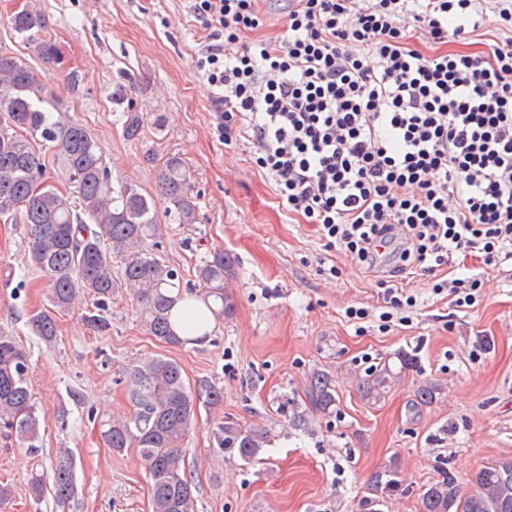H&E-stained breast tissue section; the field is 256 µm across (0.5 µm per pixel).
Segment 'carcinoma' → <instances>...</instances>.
Here are the masks:
<instances>
[{"label": "carcinoma", "instance_id": "cac0c4a2", "mask_svg": "<svg viewBox=\"0 0 512 512\" xmlns=\"http://www.w3.org/2000/svg\"><path fill=\"white\" fill-rule=\"evenodd\" d=\"M10 29L32 45L45 63L61 59L56 42L42 36V14L26 6L8 18ZM39 71L17 56L0 51V221L28 225L32 265L50 284L51 309L29 318L31 330L46 345L55 342L56 315L70 311L87 294L98 301L88 321L97 329L109 328L103 314L116 289L126 288L137 299L147 332L169 345L201 342L208 320L229 317L234 305L227 292L235 276L236 257L215 249L196 269L198 293L185 297L175 269L148 249L159 235L155 202L131 183L114 185L99 147L81 125L53 118ZM123 136L140 137L145 119L127 104L120 115ZM53 151L66 187L43 180L42 153ZM160 192L171 224L198 222L192 173L182 157L169 155L158 172ZM123 264V278L112 279L110 255ZM415 367L412 355L399 351L369 368L359 383L364 397L379 400L402 375ZM27 353L6 335H0V423L15 432L37 453L39 418L28 385ZM129 397L134 409L101 425V436L114 452L138 449L146 463L151 512H196V486L182 459L181 442L202 405L217 410L221 389L207 380L190 390L182 367L156 357L130 373ZM304 404L315 414L336 411V386L320 371L307 377ZM219 445L246 463L260 461L270 442L268 431L236 423L219 424ZM472 491H462L455 476L445 471L426 485L419 512H512V459H501L478 469L471 477ZM397 486L392 471L371 476L374 497L370 512H381L385 495ZM46 485L35 472L29 494L43 501ZM76 491L69 451L58 453L51 494L65 502Z\"/></svg>", "mask_w": 512, "mask_h": 512}]
</instances>
